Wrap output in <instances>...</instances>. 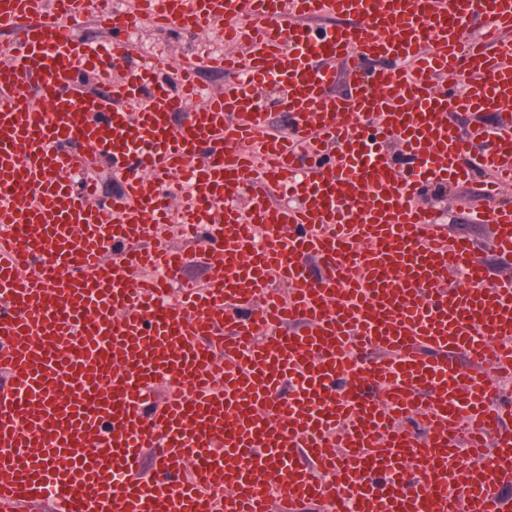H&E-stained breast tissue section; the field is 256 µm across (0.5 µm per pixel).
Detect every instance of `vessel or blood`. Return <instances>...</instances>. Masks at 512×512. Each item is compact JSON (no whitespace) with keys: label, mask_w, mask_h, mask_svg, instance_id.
Here are the masks:
<instances>
[{"label":"vessel or blood","mask_w":512,"mask_h":512,"mask_svg":"<svg viewBox=\"0 0 512 512\" xmlns=\"http://www.w3.org/2000/svg\"><path fill=\"white\" fill-rule=\"evenodd\" d=\"M144 17L248 54L134 64ZM0 31V512H512L478 374H512V280L418 202L484 173L512 259V0H0Z\"/></svg>","instance_id":"1"}]
</instances>
